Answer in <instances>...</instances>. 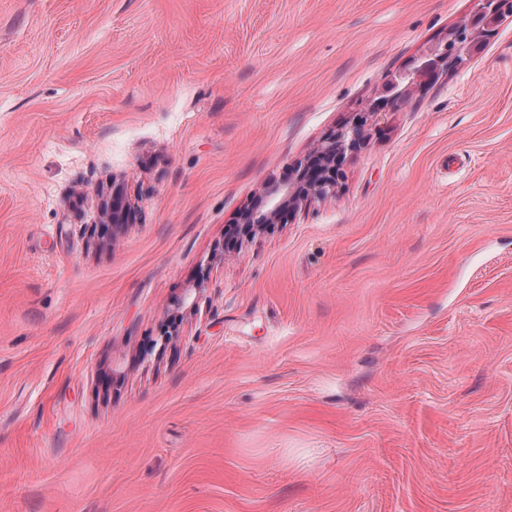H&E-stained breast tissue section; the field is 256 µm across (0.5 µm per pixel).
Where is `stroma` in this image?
I'll list each match as a JSON object with an SVG mask.
<instances>
[{"instance_id": "stroma-1", "label": "stroma", "mask_w": 512, "mask_h": 512, "mask_svg": "<svg viewBox=\"0 0 512 512\" xmlns=\"http://www.w3.org/2000/svg\"><path fill=\"white\" fill-rule=\"evenodd\" d=\"M473 12L0 0V512H512V16L224 250ZM476 8L469 22L448 30V34L426 50L418 67L394 75L382 87L368 107L355 113L348 128L331 134L288 171V180L268 183L259 204L245 209L240 225L233 228L231 240L253 237L273 224L288 223L292 214L306 209L315 199L336 192L343 178V162L348 151L365 143L372 117L394 103L404 102L440 71L460 62L464 54L480 45L496 28L499 20L512 14L511 0H474ZM100 224H136L140 214L131 196L121 186L114 187L109 202L103 203L98 212Z\"/></svg>"}]
</instances>
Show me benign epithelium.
I'll list each match as a JSON object with an SVG mask.
<instances>
[{
  "label": "benign epithelium",
  "instance_id": "obj_1",
  "mask_svg": "<svg viewBox=\"0 0 512 512\" xmlns=\"http://www.w3.org/2000/svg\"><path fill=\"white\" fill-rule=\"evenodd\" d=\"M469 22L448 30V34L426 50L425 61L403 74L390 78L368 107L355 113L348 128L341 129L315 146L288 171V179L268 183L259 204L245 209L240 225L233 228L231 240L253 237L274 224H286L292 214L307 208L314 200L336 192L343 178V162L349 151L365 143L372 117L398 102H404L440 71L458 63V58L480 45L496 28L499 20L512 14V0H475ZM101 224H135L140 214L131 196L121 186L112 188L108 202L98 212Z\"/></svg>",
  "mask_w": 512,
  "mask_h": 512
}]
</instances>
